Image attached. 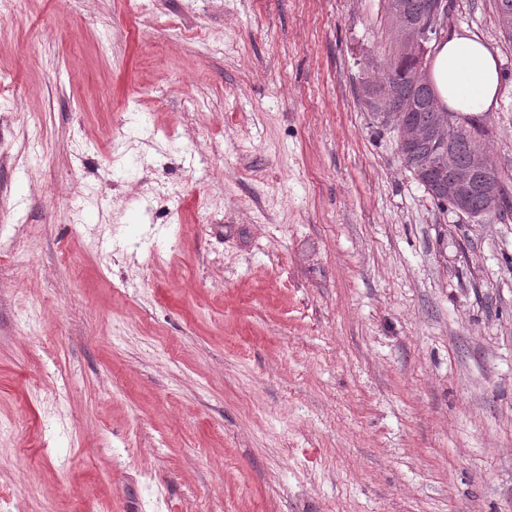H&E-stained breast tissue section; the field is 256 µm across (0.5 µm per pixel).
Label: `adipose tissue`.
<instances>
[{
  "label": "adipose tissue",
  "instance_id": "1",
  "mask_svg": "<svg viewBox=\"0 0 512 512\" xmlns=\"http://www.w3.org/2000/svg\"><path fill=\"white\" fill-rule=\"evenodd\" d=\"M428 75L449 111L483 114L497 104L502 81L497 53L467 29L438 45Z\"/></svg>",
  "mask_w": 512,
  "mask_h": 512
}]
</instances>
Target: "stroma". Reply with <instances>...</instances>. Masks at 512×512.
Returning <instances> with one entry per match:
<instances>
[{"label":"stroma","mask_w":512,"mask_h":512,"mask_svg":"<svg viewBox=\"0 0 512 512\" xmlns=\"http://www.w3.org/2000/svg\"><path fill=\"white\" fill-rule=\"evenodd\" d=\"M391 47L381 0H13L0 512H512V211L414 180Z\"/></svg>","instance_id":"stroma-1"}]
</instances>
